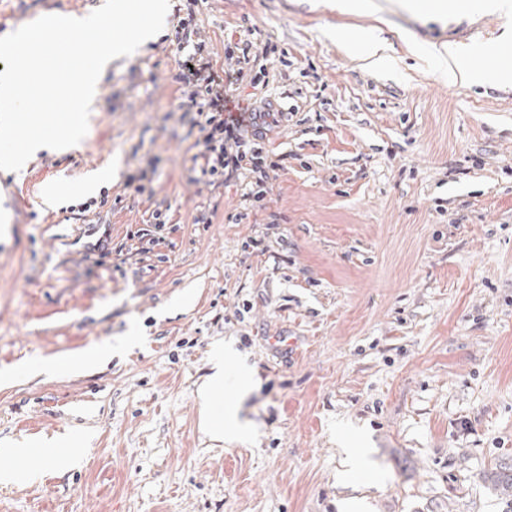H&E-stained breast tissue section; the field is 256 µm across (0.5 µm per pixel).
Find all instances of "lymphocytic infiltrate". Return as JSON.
I'll list each match as a JSON object with an SVG mask.
<instances>
[{
    "mask_svg": "<svg viewBox=\"0 0 512 512\" xmlns=\"http://www.w3.org/2000/svg\"><path fill=\"white\" fill-rule=\"evenodd\" d=\"M197 0H178L173 9L169 46L176 68L170 77L173 109L180 122L195 132L193 151L185 164L187 181L201 191L236 188L239 209L227 213L229 223L239 224L250 213L267 209L273 183L285 170V153L272 147L269 135L283 113L272 100L241 97L244 86L265 83V71H252L253 43L224 37V57L216 59L200 34ZM168 209L154 207L145 226L127 229L123 240L101 238L84 254L88 269L121 270L128 255H154L165 260L170 234L177 232Z\"/></svg>",
    "mask_w": 512,
    "mask_h": 512,
    "instance_id": "lymphocytic-infiltrate-1",
    "label": "lymphocytic infiltrate"
}]
</instances>
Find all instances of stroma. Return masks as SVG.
<instances>
[{"mask_svg":"<svg viewBox=\"0 0 512 512\" xmlns=\"http://www.w3.org/2000/svg\"><path fill=\"white\" fill-rule=\"evenodd\" d=\"M425 0H206L214 52L233 29L285 50L257 58L288 120L274 183L278 225L231 224L216 191L207 230L184 173L188 124L167 116L175 58L162 35L101 73L86 136L0 170V469L12 442L82 449L73 467L0 485V512H512L481 473L512 456V81L448 73L512 43V8ZM93 0H0V36ZM385 38L393 67L365 66L336 30ZM114 101L116 111L106 109ZM139 153H132V146ZM158 155L153 200L127 195ZM120 207L67 208L100 195ZM180 224L167 262L88 270L98 232L120 240L151 203ZM285 255L274 263L248 237ZM293 339L272 348L271 337ZM224 387L254 438L214 440L198 391L217 341ZM108 350L94 368L58 361Z\"/></svg>","mask_w":512,"mask_h":512,"instance_id":"stroma-1","label":"stroma"}]
</instances>
